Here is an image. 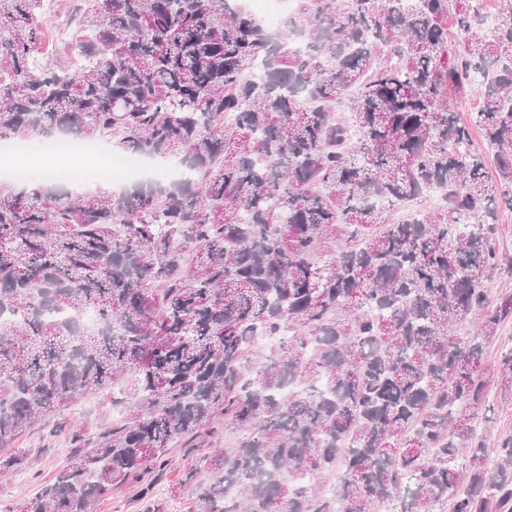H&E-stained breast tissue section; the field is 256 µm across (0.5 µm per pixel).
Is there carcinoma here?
Listing matches in <instances>:
<instances>
[{
	"instance_id": "obj_1",
	"label": "carcinoma",
	"mask_w": 512,
	"mask_h": 512,
	"mask_svg": "<svg viewBox=\"0 0 512 512\" xmlns=\"http://www.w3.org/2000/svg\"><path fill=\"white\" fill-rule=\"evenodd\" d=\"M43 9L0 0V140L96 139L189 176L0 183V469L135 373L128 413L20 512H93L221 416L238 441L190 512H512V437L476 434L512 320L490 283L512 18L461 7L450 39L448 0H298L271 34L228 0H85L70 69L41 61ZM431 189L444 207L393 218ZM496 378L512 390V349Z\"/></svg>"
}]
</instances>
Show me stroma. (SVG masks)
Wrapping results in <instances>:
<instances>
[{"label": "stroma", "instance_id": "obj_1", "mask_svg": "<svg viewBox=\"0 0 512 512\" xmlns=\"http://www.w3.org/2000/svg\"><path fill=\"white\" fill-rule=\"evenodd\" d=\"M129 387L123 381L82 397L60 415L32 426L16 444L24 456L22 465L8 476L0 475V506L16 507L31 499L73 453L119 420L132 404ZM488 398L490 408L478 432L487 447L495 448L512 436V391L493 383ZM228 443L223 422H216L211 431L179 442L141 479L113 488L110 495L99 499L94 512H189L196 485L209 478L205 456ZM175 484L181 487L177 497L169 493Z\"/></svg>", "mask_w": 512, "mask_h": 512}]
</instances>
